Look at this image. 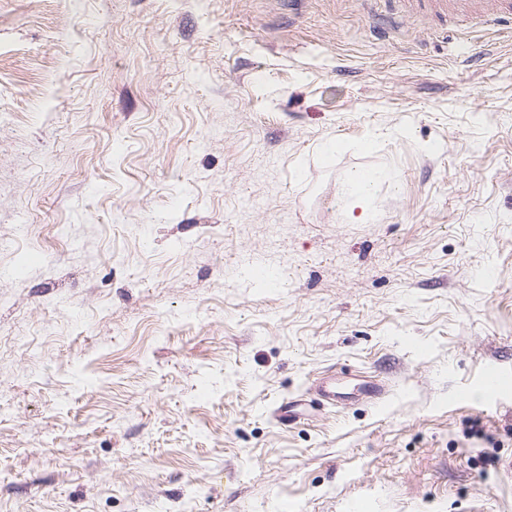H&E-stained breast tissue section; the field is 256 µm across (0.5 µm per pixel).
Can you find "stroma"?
<instances>
[{
	"label": "stroma",
	"instance_id": "obj_1",
	"mask_svg": "<svg viewBox=\"0 0 512 512\" xmlns=\"http://www.w3.org/2000/svg\"><path fill=\"white\" fill-rule=\"evenodd\" d=\"M401 8L0 0V512H512V22ZM379 179V177H368L362 173H355L349 177L343 186V192L347 202L351 204V210L360 207L365 212L367 202Z\"/></svg>",
	"mask_w": 512,
	"mask_h": 512
}]
</instances>
